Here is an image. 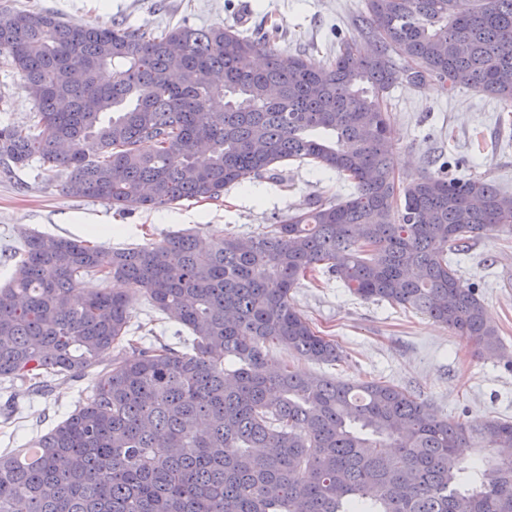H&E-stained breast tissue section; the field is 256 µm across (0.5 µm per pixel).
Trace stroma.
<instances>
[{
    "label": "stroma",
    "instance_id": "obj_1",
    "mask_svg": "<svg viewBox=\"0 0 512 512\" xmlns=\"http://www.w3.org/2000/svg\"><path fill=\"white\" fill-rule=\"evenodd\" d=\"M45 9L70 25L121 22L160 31L185 22L197 28L221 23L249 33L276 28L279 50L324 60L336 49L337 33L354 35L351 19L364 0H0L1 9ZM0 124H28L33 111L20 76L0 63ZM401 179L451 161V174L489 178L512 196V108L472 90L455 95L433 83L399 84L387 96ZM64 173L32 164L11 179L0 177V284L14 264L25 234L89 240L121 247L161 241L172 231L200 237L232 233L246 238L261 232L272 213L306 210L316 200L342 201L353 184L310 163H289L266 177L225 191L221 200L202 198L172 207L120 214L93 199L62 193ZM87 224H109L112 234L86 236ZM461 278L475 287L489 321L503 341L499 355L479 352L473 343L432 319L386 302L363 301L335 278L320 274L290 292L297 311L336 340L341 359L318 364L268 345V360L308 374L350 381H381L424 399L441 417L460 422L482 418L512 420V233L472 243L454 256ZM131 321L147 339L169 340L177 324L151 308L143 295L130 307ZM82 383H60L47 398L31 396L26 385L0 388V407L14 401L9 424H0V451L23 447L64 420L76 407Z\"/></svg>",
    "mask_w": 512,
    "mask_h": 512
}]
</instances>
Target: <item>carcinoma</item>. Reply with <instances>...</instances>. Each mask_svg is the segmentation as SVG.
Instances as JSON below:
<instances>
[{"instance_id":"cac0c4a2","label":"carcinoma","mask_w":512,"mask_h":512,"mask_svg":"<svg viewBox=\"0 0 512 512\" xmlns=\"http://www.w3.org/2000/svg\"><path fill=\"white\" fill-rule=\"evenodd\" d=\"M354 25L374 53L350 37L317 64L231 25L154 34L0 11L4 61L34 107L30 124L0 125L6 177L36 159L67 173L62 193L123 213L217 200L289 160L355 186L343 202L273 215L243 247L234 234L119 248L26 236L0 286V380L91 386L65 420L0 453V512H512V456L492 455L512 448V421L448 420L396 386L265 359L270 343L341 358L291 304L318 266L362 300L501 347L448 255L512 232V206L481 176L397 180L386 96L433 80L511 107L512 0L461 12L453 0H366ZM89 276L132 293L74 303ZM136 293L175 318V341L133 337ZM118 347L135 354L99 368ZM468 445L485 454L464 460Z\"/></svg>"}]
</instances>
